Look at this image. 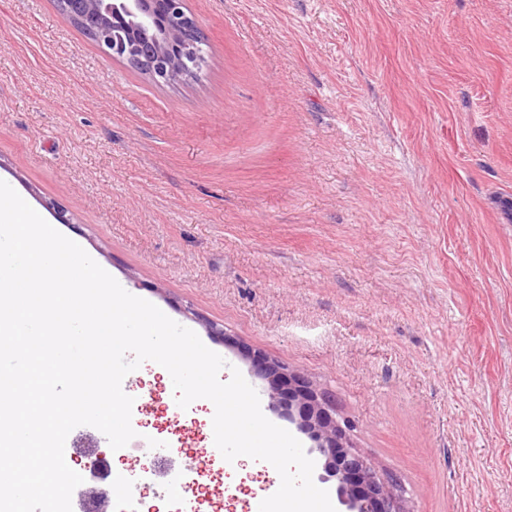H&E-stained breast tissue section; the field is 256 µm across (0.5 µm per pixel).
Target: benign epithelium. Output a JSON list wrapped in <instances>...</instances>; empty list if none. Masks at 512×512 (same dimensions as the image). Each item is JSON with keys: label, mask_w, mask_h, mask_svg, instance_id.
<instances>
[{"label": "benign epithelium", "mask_w": 512, "mask_h": 512, "mask_svg": "<svg viewBox=\"0 0 512 512\" xmlns=\"http://www.w3.org/2000/svg\"><path fill=\"white\" fill-rule=\"evenodd\" d=\"M62 13L100 48L155 83L191 77L203 60V30L186 0H57ZM273 411L296 424L323 461L321 481L336 482L343 512H408L396 479L353 447L351 422L307 378L261 351L248 355Z\"/></svg>", "instance_id": "obj_1"}]
</instances>
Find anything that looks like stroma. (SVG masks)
Instances as JSON below:
<instances>
[{"label": "stroma", "instance_id": "35a3bbf8", "mask_svg": "<svg viewBox=\"0 0 512 512\" xmlns=\"http://www.w3.org/2000/svg\"><path fill=\"white\" fill-rule=\"evenodd\" d=\"M195 76L158 84L56 0H0V180L261 394L259 350L333 397L410 512H512V0H188ZM143 464L222 467L203 400L123 380ZM73 429L65 458L96 481ZM107 512H190L189 488Z\"/></svg>", "mask_w": 512, "mask_h": 512}]
</instances>
